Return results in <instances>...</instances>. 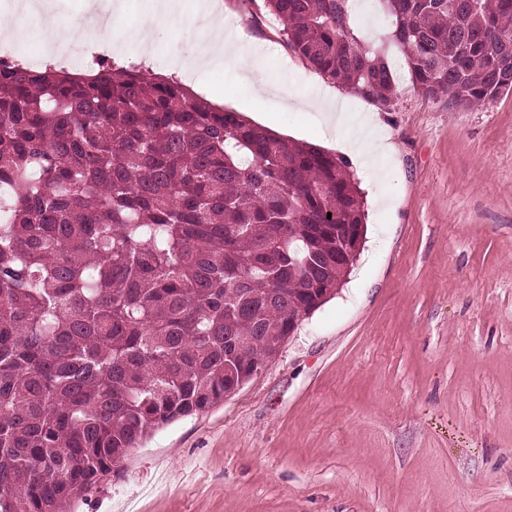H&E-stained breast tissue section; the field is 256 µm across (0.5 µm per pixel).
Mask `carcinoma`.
<instances>
[{"label": "carcinoma", "instance_id": "carcinoma-1", "mask_svg": "<svg viewBox=\"0 0 512 512\" xmlns=\"http://www.w3.org/2000/svg\"><path fill=\"white\" fill-rule=\"evenodd\" d=\"M419 95L512 91V0H380ZM283 43L391 111L350 0H264ZM0 60V512H71L154 431L224 402L336 294L346 164L181 82Z\"/></svg>", "mask_w": 512, "mask_h": 512}]
</instances>
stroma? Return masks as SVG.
Returning a JSON list of instances; mask_svg holds the SVG:
<instances>
[{
	"mask_svg": "<svg viewBox=\"0 0 512 512\" xmlns=\"http://www.w3.org/2000/svg\"><path fill=\"white\" fill-rule=\"evenodd\" d=\"M205 0L152 41L153 70L284 139L342 150L300 104L333 82L278 36L262 0H218L224 39L263 47L276 90L262 97L220 66H192ZM148 0H112L109 55L141 69ZM351 27L385 48L391 111L370 117L363 249L335 296L303 320L263 372L206 412L152 434L76 512H512V93L464 111L422 97L391 45L378 0Z\"/></svg>",
	"mask_w": 512,
	"mask_h": 512,
	"instance_id": "35a3bbf8",
	"label": "stroma"
}]
</instances>
